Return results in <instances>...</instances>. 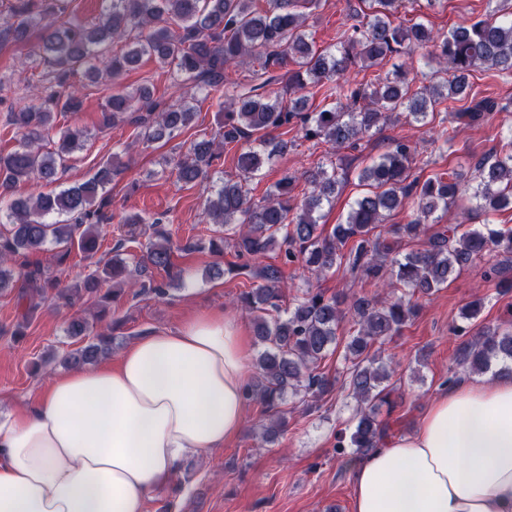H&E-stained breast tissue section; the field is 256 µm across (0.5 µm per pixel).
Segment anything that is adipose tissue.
I'll list each match as a JSON object with an SVG mask.
<instances>
[{
  "mask_svg": "<svg viewBox=\"0 0 512 512\" xmlns=\"http://www.w3.org/2000/svg\"><path fill=\"white\" fill-rule=\"evenodd\" d=\"M247 361L239 322L200 313L54 377L0 419V512H144L186 456L239 433ZM352 512H512V375L456 384L356 460Z\"/></svg>",
  "mask_w": 512,
  "mask_h": 512,
  "instance_id": "1",
  "label": "adipose tissue"
}]
</instances>
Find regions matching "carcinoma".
<instances>
[{
    "mask_svg": "<svg viewBox=\"0 0 512 512\" xmlns=\"http://www.w3.org/2000/svg\"><path fill=\"white\" fill-rule=\"evenodd\" d=\"M105 2L108 6L101 21L86 27L60 20L63 11L58 4L45 7L42 0H12L7 6L10 16L0 25V42H25L38 33L29 56L40 57L48 67L43 80L51 83L41 105L8 114L20 139L12 151L0 153V223L8 225L0 232V291L21 282L31 311L40 301L57 299L72 305L85 295H99L101 284L119 282L131 264L140 274L150 266L165 272L174 267L177 246L157 228L162 219L139 215L127 219L131 235L145 234L144 224L153 226L143 254L124 257L123 244L117 243L112 257L96 263V269L79 284L64 285L43 266L29 261L30 254L49 246L56 249L59 264L75 249L87 258L97 253L103 208L110 204L106 187L119 172L115 155L82 184L34 198L18 194L32 180H55L70 155L83 146L80 130L53 133L56 114L81 107L75 92L68 91L70 78L81 73L94 81L102 64L115 79L142 56L153 55L173 81L187 89V96L176 106L164 107L146 86L113 90L105 99L104 124L124 120L132 111V101L138 99L142 114L136 123L143 138L148 142L171 138L194 120L197 94L224 92L230 109L219 136L225 145L241 144L239 176L222 180L205 204L204 217L224 229L223 236L210 240L211 250L221 253L224 242L232 240L238 255L255 262L251 275L259 284L242 293L241 303L263 347L256 360L259 377L247 391L262 405V436L272 442L284 430L280 405L288 392L316 398L335 389L337 379L319 373L318 367L337 344V328L349 315L356 329L345 346L343 376L359 406L350 443L356 453L368 454L388 436V424L379 415L383 406L393 405L390 380L395 373L372 351L374 345L399 335L416 314L417 300L446 287L456 272L476 258L497 257L485 276L512 288V279L505 275L512 271L511 229H472L460 234L456 227L443 228L429 236L421 250L403 255L397 250L401 240L426 234L428 219L448 210L465 188L471 191L475 209L486 215L512 206V140L494 158L478 161L468 178L452 172L424 180L411 174V148L397 144L360 171L358 181L367 191L329 233L320 224L321 211L333 202L345 180L341 165L331 161L307 172L311 190L295 206L294 175L284 174L258 204L249 196L248 182L294 146L275 135L282 127L295 124L309 140L338 147L354 145L394 114L426 123L445 101L469 96L467 77L472 71H491L511 79L512 0H495L489 17L446 33L420 22L395 23L392 17L403 0H370V12L354 15L351 33L334 49L321 52L309 43L306 14L299 11L318 8L319 0H266L264 9L256 8L255 0ZM116 39L124 42L118 51L113 49ZM427 45L434 47L433 59L444 73L435 82L413 90L401 71L371 86H357L347 78L358 65L379 66L389 57ZM246 56L255 57L258 65L249 70L247 81L240 82L232 72ZM290 64L295 68H288ZM309 88L334 104L317 112L304 111V91ZM502 111L498 102L482 98L455 117L478 123ZM216 157L215 140L193 142L175 163L178 180L198 181ZM406 208L415 216L406 224L393 225L395 242L382 240L379 224ZM275 246L286 265L298 261L310 272L322 274L343 261L361 279L387 288L390 278L401 291L389 300L355 297L344 310L340 296L308 289L293 307L283 310V273L278 267L260 264ZM273 311L279 316L270 320ZM100 321L99 317L95 323L80 318L70 322L71 335L92 337L70 360L91 361L110 344L112 326L99 332ZM454 361L472 373L486 371L494 361L512 362V330L478 327L459 346Z\"/></svg>",
    "mask_w": 512,
    "mask_h": 512,
    "instance_id": "cac0c4a2",
    "label": "carcinoma"
}]
</instances>
